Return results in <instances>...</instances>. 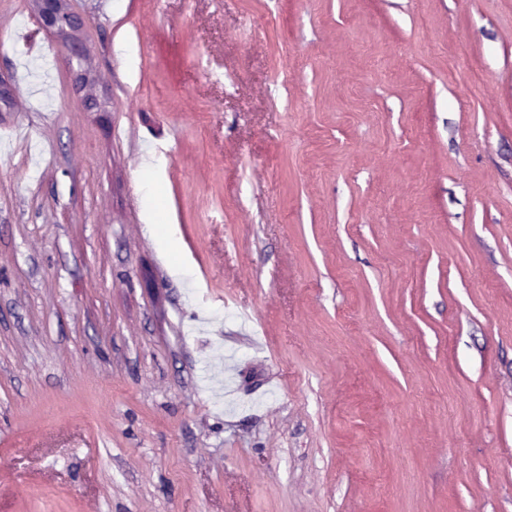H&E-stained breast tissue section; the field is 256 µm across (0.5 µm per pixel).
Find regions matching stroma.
I'll return each instance as SVG.
<instances>
[{
    "label": "stroma",
    "instance_id": "obj_1",
    "mask_svg": "<svg viewBox=\"0 0 512 512\" xmlns=\"http://www.w3.org/2000/svg\"><path fill=\"white\" fill-rule=\"evenodd\" d=\"M112 3L0 0V512H512V0ZM41 27L55 35L70 57L81 59L85 45L82 27L68 0H32Z\"/></svg>",
    "mask_w": 512,
    "mask_h": 512
}]
</instances>
